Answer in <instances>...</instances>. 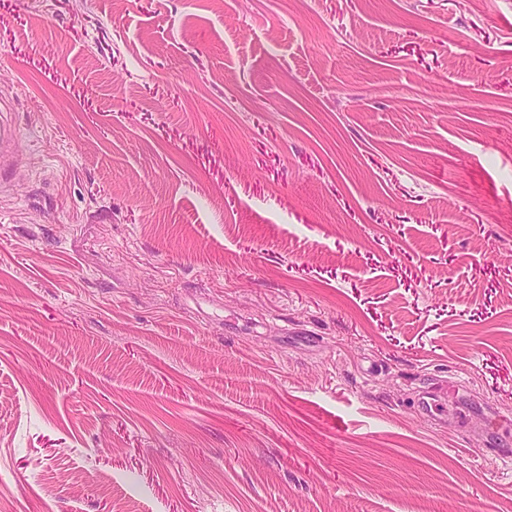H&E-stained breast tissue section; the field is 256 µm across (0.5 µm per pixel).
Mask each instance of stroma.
I'll list each match as a JSON object with an SVG mask.
<instances>
[{
	"mask_svg": "<svg viewBox=\"0 0 512 512\" xmlns=\"http://www.w3.org/2000/svg\"><path fill=\"white\" fill-rule=\"evenodd\" d=\"M0 124V512H512V0H0Z\"/></svg>",
	"mask_w": 512,
	"mask_h": 512,
	"instance_id": "1",
	"label": "stroma"
}]
</instances>
